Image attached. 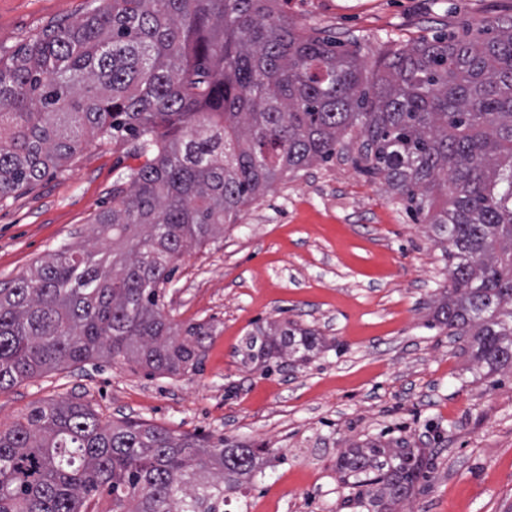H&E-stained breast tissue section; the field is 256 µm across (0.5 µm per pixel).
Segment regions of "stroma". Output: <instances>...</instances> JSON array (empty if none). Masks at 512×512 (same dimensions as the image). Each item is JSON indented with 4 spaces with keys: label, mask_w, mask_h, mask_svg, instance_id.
Returning <instances> with one entry per match:
<instances>
[{
    "label": "stroma",
    "mask_w": 512,
    "mask_h": 512,
    "mask_svg": "<svg viewBox=\"0 0 512 512\" xmlns=\"http://www.w3.org/2000/svg\"><path fill=\"white\" fill-rule=\"evenodd\" d=\"M91 2L0 0V57L80 20ZM285 10L358 51L370 74L387 41L462 35L512 17V0H288ZM140 163L129 143L94 140L0 203V282L62 247H92L113 185ZM447 285L427 218L345 153L284 175L177 261L162 304L178 325H212L200 370L153 375L104 359L50 368L0 392V427L73 400L106 421L265 446L264 472L235 512H363L336 469L340 452L404 440L434 462L405 512H512V373L483 377L463 341L431 327ZM286 318L316 329L323 351L288 367L242 364L247 334Z\"/></svg>",
    "instance_id": "35a3bbf8"
}]
</instances>
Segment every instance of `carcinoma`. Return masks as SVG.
Wrapping results in <instances>:
<instances>
[{
  "instance_id": "cac0c4a2",
  "label": "carcinoma",
  "mask_w": 512,
  "mask_h": 512,
  "mask_svg": "<svg viewBox=\"0 0 512 512\" xmlns=\"http://www.w3.org/2000/svg\"><path fill=\"white\" fill-rule=\"evenodd\" d=\"M354 128V163L408 209L445 198L431 224L450 284L432 324L486 375L512 372V19L388 47L368 86L357 51L294 25L281 0H97L0 58V202L90 137L126 136L146 160L95 218L103 247H65L0 284V391L96 358L197 370L211 326L182 329L160 307L175 262ZM321 347L284 320L247 334L243 362ZM264 453L49 403L0 429V512H88L102 490L108 512H228ZM337 468L360 506L398 512L430 461L374 440Z\"/></svg>"
}]
</instances>
